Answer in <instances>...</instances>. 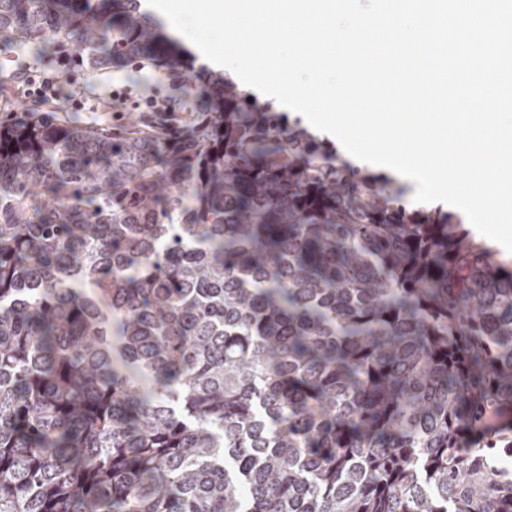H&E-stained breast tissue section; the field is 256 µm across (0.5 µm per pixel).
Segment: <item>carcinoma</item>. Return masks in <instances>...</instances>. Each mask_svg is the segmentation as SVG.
Segmentation results:
<instances>
[{
	"mask_svg": "<svg viewBox=\"0 0 512 512\" xmlns=\"http://www.w3.org/2000/svg\"><path fill=\"white\" fill-rule=\"evenodd\" d=\"M0 36L207 90L176 134L0 117V512H512V260L141 0Z\"/></svg>",
	"mask_w": 512,
	"mask_h": 512,
	"instance_id": "carcinoma-1",
	"label": "carcinoma"
}]
</instances>
